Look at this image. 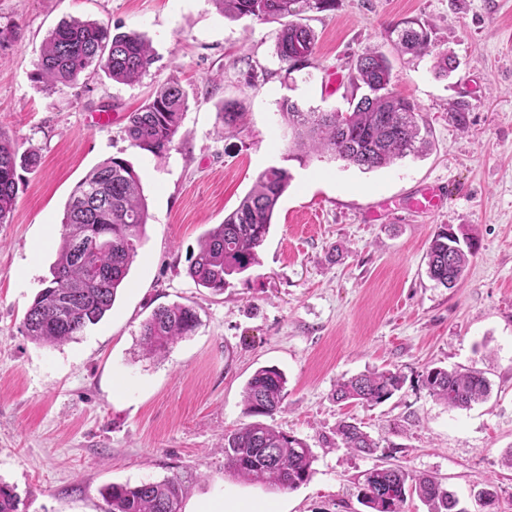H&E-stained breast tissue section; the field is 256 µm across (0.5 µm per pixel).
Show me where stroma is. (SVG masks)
<instances>
[{
	"mask_svg": "<svg viewBox=\"0 0 512 512\" xmlns=\"http://www.w3.org/2000/svg\"><path fill=\"white\" fill-rule=\"evenodd\" d=\"M406 17L429 24L432 55L394 52L388 32ZM72 18L142 33L155 62L133 85L98 72L44 90L31 80L43 41ZM307 23L313 64L290 73L276 55L277 23L224 19L211 0H0V132L40 157L18 169L13 218L0 224V482L20 512H107L106 487L174 475L190 479L183 512H224L231 499L267 512H368L363 475L388 460L437 477L465 512H512V0H336ZM368 47L388 55L394 90L418 106L427 155L366 173L291 159L282 100L348 111L350 64ZM438 54L455 59L449 76L436 75ZM170 80L189 109L156 157L124 128ZM228 100L241 107L230 127ZM98 112L111 125L95 124ZM110 157L132 164L148 204L130 285L76 340L37 343L22 323L57 259L65 204ZM271 165L293 179L259 264L224 292L197 286L187 270L201 235ZM430 183L450 187L443 209L412 215L406 200ZM383 199L389 210L368 220ZM443 224L465 226L477 244L451 289L429 278L425 258ZM172 303L194 307L198 328L166 354H146L142 322ZM430 365L482 370L487 400L446 408L421 384ZM262 366L288 379L285 409L267 424L316 456L294 490L224 468V434L249 423L244 387ZM385 369L406 378L390 400L336 404L339 380ZM347 417L379 441L376 454L336 447Z\"/></svg>",
	"mask_w": 512,
	"mask_h": 512,
	"instance_id": "obj_1",
	"label": "stroma"
}]
</instances>
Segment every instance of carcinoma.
Masks as SVG:
<instances>
[{
  "mask_svg": "<svg viewBox=\"0 0 512 512\" xmlns=\"http://www.w3.org/2000/svg\"><path fill=\"white\" fill-rule=\"evenodd\" d=\"M212 2L227 19L249 18L260 23L287 19L276 33L275 49L290 73L309 67L315 53V34L301 20L308 13L335 6V0ZM390 34L395 36L394 47L400 54L423 57L431 53L430 28L418 19L400 20ZM154 60L150 41L136 30L114 33L99 22L64 20L45 38L32 79L53 90L75 85L89 70L100 69L115 82L134 84L147 74ZM350 70L356 88L365 89L350 112L305 109L283 99L280 116L292 135V157L303 162L312 154L326 153L362 170H374L422 154L426 139L421 135V115L414 102L394 91L387 56L366 49ZM188 109V97L180 85L162 84L129 116L126 138L152 154L167 152ZM35 164L34 151L20 154L0 134V224L11 223L19 192L17 167ZM291 179L286 168L264 169L224 222L203 235L188 269L196 285L222 293L230 277L259 263L258 250ZM147 218L139 176L122 158L104 160L76 184L65 204L51 279L35 296L23 321L32 340L61 344L103 319L126 285ZM473 249L464 228L438 227L426 253L429 277L445 288L455 287ZM198 325L197 312L191 306L174 303L159 307L142 323L140 345L149 354H162L190 336ZM286 383L280 369L258 368L244 390L246 414L270 416L280 411ZM404 384L405 377L397 371H368L339 382L333 397L338 403L372 407L391 399ZM422 384L436 401L452 410L468 409L490 393L488 380L476 369L427 367ZM336 447L372 455L380 445L360 424L344 418L336 424ZM314 461L312 448L303 439L262 421L224 434V467L245 482L295 490L310 479ZM186 483V479L173 476L134 486L112 484L104 494L109 512H182ZM410 493L428 505V512H458L456 496L433 476L413 475L399 465L376 467L364 474L362 499L373 512H401ZM19 504L18 495L0 484V512H19Z\"/></svg>",
  "mask_w": 512,
  "mask_h": 512,
  "instance_id": "carcinoma-1",
  "label": "carcinoma"
}]
</instances>
